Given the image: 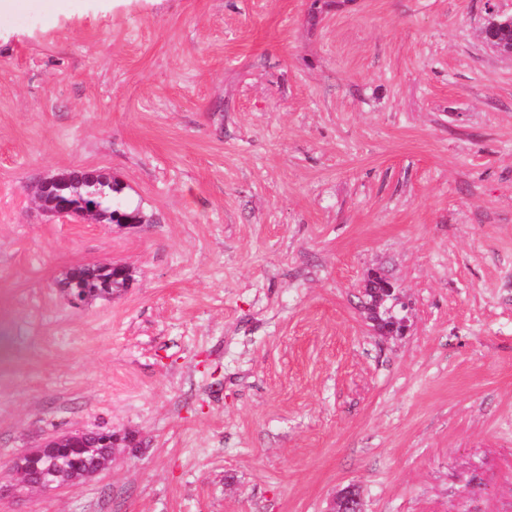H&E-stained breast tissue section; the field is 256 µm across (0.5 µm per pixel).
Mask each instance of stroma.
<instances>
[{
  "label": "stroma",
  "instance_id": "stroma-1",
  "mask_svg": "<svg viewBox=\"0 0 512 512\" xmlns=\"http://www.w3.org/2000/svg\"><path fill=\"white\" fill-rule=\"evenodd\" d=\"M27 0L0 13V512H512V54L487 0ZM109 172L144 217L43 213ZM129 267L73 307L71 269ZM409 329L375 333L372 271ZM83 432H72L47 441L49 446L67 450H79L84 445ZM54 448H46L31 460L22 454L13 463L19 469H30L33 467L36 472H46L51 475L57 486L61 488L83 475L87 469L102 467L109 455L111 447L90 448L82 453L68 454Z\"/></svg>",
  "mask_w": 512,
  "mask_h": 512
}]
</instances>
